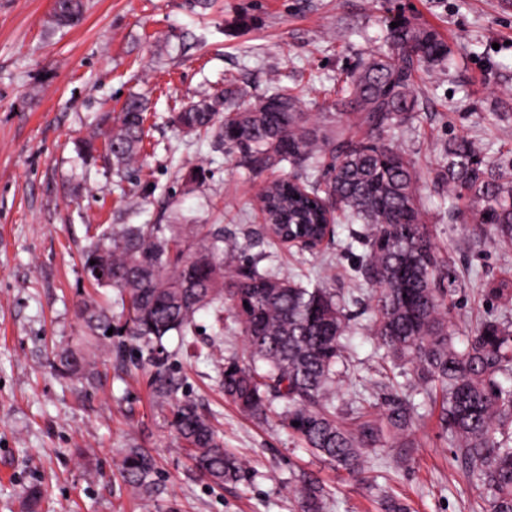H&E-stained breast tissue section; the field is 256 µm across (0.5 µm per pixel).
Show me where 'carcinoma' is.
Instances as JSON below:
<instances>
[{
	"mask_svg": "<svg viewBox=\"0 0 512 512\" xmlns=\"http://www.w3.org/2000/svg\"><path fill=\"white\" fill-rule=\"evenodd\" d=\"M82 0H67L52 14L62 28L78 19ZM388 51L374 55L338 82L336 95L346 108L343 123L331 133L310 122L299 95L277 88L244 110L231 104L235 91L223 89L177 113L188 135L211 134L215 148L242 165L261 170L286 164L299 172L265 185L259 201L270 244L321 240L333 213L368 234L358 273L373 288L371 335L380 359L409 366L419 391L439 408V419L489 512H512V321L486 320L467 331L456 346L448 325L450 279L418 194L412 160L381 135L409 121L418 102L414 86L425 65L448 60V44L434 31L402 19L388 28ZM147 102L127 99L115 125L100 127L76 142L88 162L104 159L122 180L143 149ZM363 125L369 139L345 137L347 128ZM102 146H97V140ZM441 180L469 203L473 224L487 225L491 242L512 247V162L485 160L471 139L455 138L442 152ZM243 252L238 242L209 224H123L92 236L83 253L84 271L99 268L105 277H88L98 288L116 292L128 346L115 352L138 358L149 369L155 403L172 413L171 427L198 475L215 484L242 476L243 463L224 451L211 416L187 395H179L182 377L164 356L163 339L171 333L194 334L193 319L208 307L229 303L245 336L249 362L231 364L221 373L224 399L251 417L265 421L272 400L284 402L283 418L304 447L325 463L361 476L384 448L400 442L414 423V413L394 397L385 408L366 399L348 421L336 417V389L344 340L351 332L346 299L322 282L303 285L261 272L248 262L224 270V253ZM95 264H90V261ZM87 333L76 347L55 352L61 375L87 385L96 376L88 351L112 346L113 316L94 302L80 308ZM124 482L144 506L162 512L158 462L137 443L124 450ZM301 512H325L322 488L315 481L297 490Z\"/></svg>",
	"mask_w": 512,
	"mask_h": 512,
	"instance_id": "obj_1",
	"label": "carcinoma"
}]
</instances>
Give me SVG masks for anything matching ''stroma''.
Returning <instances> with one entry per match:
<instances>
[{
    "mask_svg": "<svg viewBox=\"0 0 512 512\" xmlns=\"http://www.w3.org/2000/svg\"><path fill=\"white\" fill-rule=\"evenodd\" d=\"M86 0L82 21L51 28L53 0H0V512H22L25 488L42 482L37 512H143L119 475L121 452L136 442L159 465L164 506L174 512H299L302 477L320 482L327 512H380L378 489L409 512H482L481 501L438 422L422 408L405 461L387 453L366 479L329 467L304 448L278 415L258 421L225 402L219 376L247 360L232 315L200 311L191 345L169 336L170 365L183 391L217 419L227 450L246 464L239 481L217 487L197 477L178 447L169 411L153 401L147 375L117 369L104 351L100 383L61 376L53 349L77 345L83 298L93 290L81 255L96 229L165 224L179 210L192 224H219L259 269L308 283L324 277L343 295L354 332L336 412L346 419L355 393L374 401L409 398L406 367L382 363L370 337L371 290L356 272L365 227L338 219L318 252L270 248L257 195L288 167L252 172L189 136L173 118L187 104L235 80L248 107L276 87L301 90L305 109L337 120L336 81L385 50L390 21L437 32L453 65L416 81L419 111L382 135L403 149L419 175L425 220L455 274L449 317L459 334L486 319L512 318V248L487 228L449 219L454 200L439 179L448 139L480 144L486 160L512 159V0ZM149 99L145 150L125 191L101 165H84L74 143L127 98Z\"/></svg>",
    "mask_w": 512,
    "mask_h": 512,
    "instance_id": "35a3bbf8",
    "label": "stroma"
}]
</instances>
